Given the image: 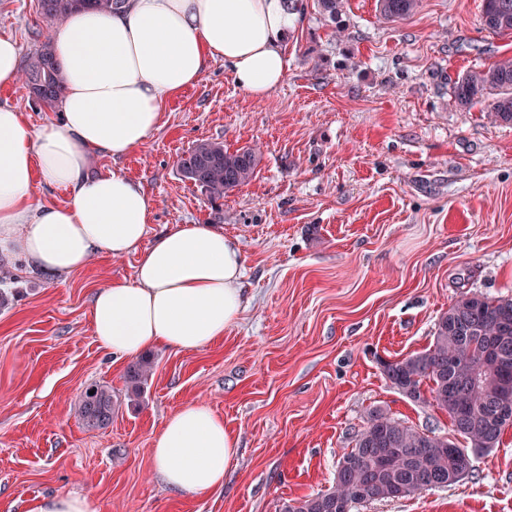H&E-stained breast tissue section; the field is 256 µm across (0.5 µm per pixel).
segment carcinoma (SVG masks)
<instances>
[{"mask_svg":"<svg viewBox=\"0 0 512 512\" xmlns=\"http://www.w3.org/2000/svg\"><path fill=\"white\" fill-rule=\"evenodd\" d=\"M124 0H38V13L45 21L61 25L73 13L95 8L112 11ZM419 0H379L381 16L389 21L405 19L418 8ZM481 24L485 30L512 37V0H482ZM21 81L45 109H56L63 95V78L53 45L43 43L28 55ZM452 94L458 106L483 104L490 118L512 125V57L486 69L462 74ZM259 164L252 148L229 152L221 141H202L180 158L181 176L201 189L211 201L248 183ZM493 344L492 366L477 365L467 358L474 350ZM153 372L152 360L142 357L131 363L125 374L129 400L144 394ZM383 375L402 393L421 391L429 383L436 405L448 413L453 431L466 446L448 453L452 441L446 436L427 434L372 409L355 444L343 455L349 468L325 491L296 500L300 508L283 503L281 512H354L370 500L364 491L379 494L386 484L403 489V496L446 488L468 476L479 455L499 446L512 418L498 415L500 396H512V298H490L465 294L448 307L435 324L432 344L423 352L392 360ZM115 400L112 389L92 384L82 392L77 415L84 426L101 429L112 423ZM421 448L416 455L413 449Z\"/></svg>","mask_w":512,"mask_h":512,"instance_id":"obj_1","label":"carcinoma"}]
</instances>
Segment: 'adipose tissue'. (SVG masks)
I'll return each mask as SVG.
<instances>
[{"mask_svg": "<svg viewBox=\"0 0 512 512\" xmlns=\"http://www.w3.org/2000/svg\"><path fill=\"white\" fill-rule=\"evenodd\" d=\"M303 18L289 0H126L71 16L54 44L66 79L56 121L32 129L0 105V260H24L67 278L96 256L136 254L133 280L99 288L90 309L101 349L129 359L154 348L196 351L223 340L243 309L237 242L207 224L152 235L154 204L142 184L97 170L146 146L167 100L197 84L210 61L229 66L255 97L284 81L285 46ZM63 188L38 204L35 180ZM238 439L212 409L189 403L168 416L151 457L167 488H221Z\"/></svg>", "mask_w": 512, "mask_h": 512, "instance_id": "ef3b65f1", "label": "adipose tissue"}]
</instances>
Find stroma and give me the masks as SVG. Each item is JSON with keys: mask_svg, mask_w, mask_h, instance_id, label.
Returning a JSON list of instances; mask_svg holds the SVG:
<instances>
[{"mask_svg": "<svg viewBox=\"0 0 512 512\" xmlns=\"http://www.w3.org/2000/svg\"><path fill=\"white\" fill-rule=\"evenodd\" d=\"M376 3L343 0L331 18L305 0L268 97L211 62L166 102L144 148L100 159L144 186L153 232L209 224L244 257L238 321L214 346L151 351L140 401L126 395L127 361L98 346L89 321L97 289L132 279L135 255L93 258L63 282L0 261V512L57 494L90 495L98 512H280L333 485L369 410L450 435L447 413L397 390L378 361L427 349L461 294L512 298V126L452 95L466 71L512 56V38L483 29L481 0H421L396 22ZM56 31L35 0H0V35L22 55ZM0 103L35 129L55 118L19 80L0 86ZM205 140L260 156L252 179L213 203L177 168ZM91 384L117 401L103 429L76 414ZM192 402L222 416L239 448L223 487L199 497L164 486L150 453ZM474 466L455 485L355 512H512V428Z\"/></svg>", "mask_w": 512, "mask_h": 512, "instance_id": "obj_1", "label": "stroma"}]
</instances>
